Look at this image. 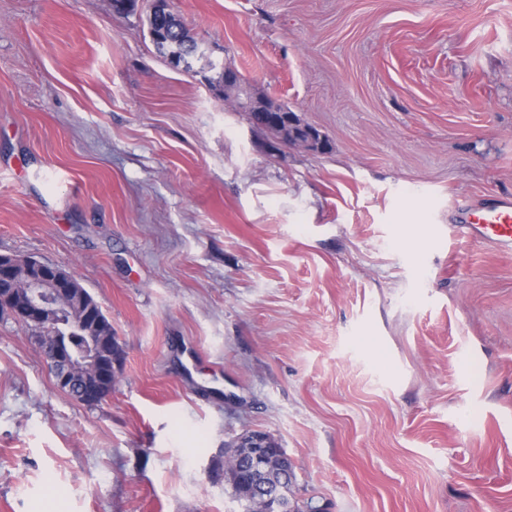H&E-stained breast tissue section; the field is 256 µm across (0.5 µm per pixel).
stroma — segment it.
I'll use <instances>...</instances> for the list:
<instances>
[{
    "mask_svg": "<svg viewBox=\"0 0 512 512\" xmlns=\"http://www.w3.org/2000/svg\"><path fill=\"white\" fill-rule=\"evenodd\" d=\"M0 0V254L74 276L119 354L98 405L0 318V512H242L224 450L326 512H512V0ZM237 70L326 151L225 102ZM150 33L157 49L164 56L168 49L172 48L173 43L177 41L179 47L188 49L196 47V43L190 40L186 35L181 21L179 19H174V17L169 18L163 11H154L153 15L150 17ZM182 33H184V36L192 43L191 46H186L184 41L180 39V35H182ZM277 106L278 105H274V109H273L274 112H256L254 109H246V111L248 112L247 114H248L250 122L254 126H256L258 128L266 129V130L274 133L277 137L287 140L288 142H285L287 144L288 143L294 144L296 141L301 139L303 136V132H302L301 128L299 127V123H301L302 121L300 120V118L298 117V115L295 112H288L287 107H283L282 109L277 110L276 109ZM275 112H285L284 114H289V115L291 114L296 119L297 125H295V126L288 125V130L285 128L284 125H282V126L273 125L270 121V117L273 114H275ZM460 230L473 241L491 242L512 250V197L495 198L491 203L471 207Z\"/></svg>",
    "mask_w": 512,
    "mask_h": 512,
    "instance_id": "1",
    "label": "stroma"
}]
</instances>
